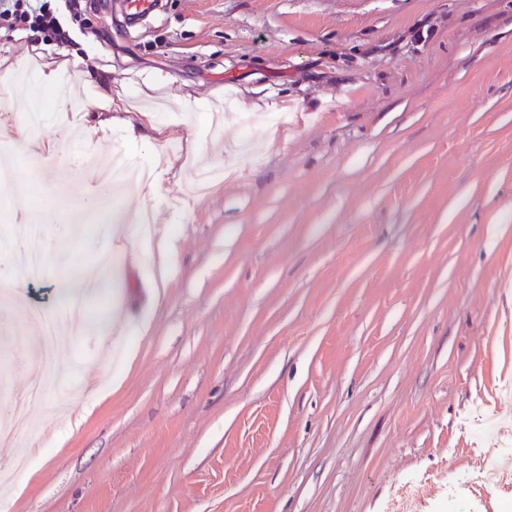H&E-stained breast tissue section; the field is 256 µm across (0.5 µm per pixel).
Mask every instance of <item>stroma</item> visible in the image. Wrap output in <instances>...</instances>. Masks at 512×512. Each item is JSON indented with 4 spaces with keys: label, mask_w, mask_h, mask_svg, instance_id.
Segmentation results:
<instances>
[{
    "label": "stroma",
    "mask_w": 512,
    "mask_h": 512,
    "mask_svg": "<svg viewBox=\"0 0 512 512\" xmlns=\"http://www.w3.org/2000/svg\"><path fill=\"white\" fill-rule=\"evenodd\" d=\"M66 25L0 28V74L53 59L75 87L62 122L38 89L55 153L0 134L51 196L0 198V226L79 229L0 313L97 274L108 329L0 446L33 460L0 512H512V476L475 479L512 457V0H161L134 26L82 0ZM86 71L126 126L97 132ZM115 148L153 192L105 239L76 205ZM35 368L0 351V418Z\"/></svg>",
    "instance_id": "35a3bbf8"
}]
</instances>
